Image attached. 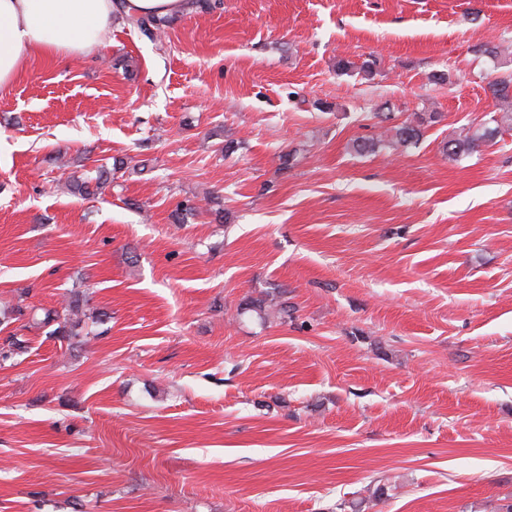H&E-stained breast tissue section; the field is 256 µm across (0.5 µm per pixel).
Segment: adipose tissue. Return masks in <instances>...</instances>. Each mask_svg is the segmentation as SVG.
<instances>
[{"mask_svg": "<svg viewBox=\"0 0 512 512\" xmlns=\"http://www.w3.org/2000/svg\"><path fill=\"white\" fill-rule=\"evenodd\" d=\"M188 0H0V96L9 94L23 59L74 58L106 45L119 18L170 16Z\"/></svg>", "mask_w": 512, "mask_h": 512, "instance_id": "ef3b65f1", "label": "adipose tissue"}]
</instances>
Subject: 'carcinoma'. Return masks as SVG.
Wrapping results in <instances>:
<instances>
[{"label":"carcinoma","mask_w":512,"mask_h":512,"mask_svg":"<svg viewBox=\"0 0 512 512\" xmlns=\"http://www.w3.org/2000/svg\"><path fill=\"white\" fill-rule=\"evenodd\" d=\"M123 22L152 38L169 26L170 18L154 15L127 16L123 18ZM335 68L341 74L357 73L362 79L372 81L380 73V61L372 55L359 63L346 56H338ZM487 92L496 102L498 111V114L492 116L491 119L494 126L484 125L474 131L461 133L449 139L443 147L448 159L456 160L464 155L474 153L482 145L496 139L502 129L512 128V71H506L489 80ZM374 117L377 118L376 126L382 129V132L376 137L357 141L354 148L358 152H374L387 141L402 146L416 144L423 136V130L426 127L441 120V113L417 112L414 119L386 129L383 128V123L389 119L388 114L377 112ZM107 180L108 171L100 170L96 177L77 182L71 185V188L83 195H93L104 187ZM248 310L256 313L261 320L266 319L272 313L283 320L288 319L290 315L288 303L274 294H267L250 301ZM64 311L65 315L62 316L55 309L43 310V318L39 320V325L50 328L46 336L70 341L82 335L85 320L88 319L97 325H102L106 321V315L89 308L88 300L77 295L67 301ZM20 349H22V341L17 337V333L10 331L4 338L3 347L0 348V358L7 360Z\"/></svg>","instance_id":"1"}]
</instances>
